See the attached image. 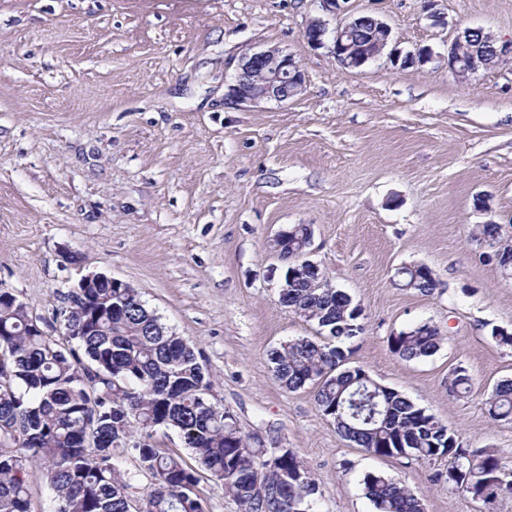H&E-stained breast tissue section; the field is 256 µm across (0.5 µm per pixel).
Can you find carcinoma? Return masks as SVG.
Returning <instances> with one entry per match:
<instances>
[{
	"mask_svg": "<svg viewBox=\"0 0 512 512\" xmlns=\"http://www.w3.org/2000/svg\"><path fill=\"white\" fill-rule=\"evenodd\" d=\"M309 224L288 226L283 251H300ZM474 241L501 242L499 225L479 224ZM494 263L512 274V247L495 250ZM398 284L423 294L437 281L423 266L402 267ZM281 303L316 325L327 342L288 341L269 354L274 378L287 390L307 384L315 402L332 418L342 439L379 457L444 458L438 477L463 495L489 503L512 493V470L491 448L470 451L454 431L392 389L363 381L349 368L350 341L362 333V308L337 288H314L309 273L295 272L280 289ZM63 329L59 342L33 327L45 319L0 290V512H32L29 468L54 493L55 512H205L199 471L221 482L241 512H313L317 487L295 452L285 450L269 467L262 449L243 450L248 437L215 397L194 348L169 330L134 288L68 289L53 309ZM443 341L424 324L389 339L403 360L429 357ZM462 367L448 376V393H468ZM489 416L512 420V379L500 381L486 399ZM161 424L191 452V465L148 437L139 448L125 442ZM134 456L150 478L136 496L134 478L122 459ZM376 512H424L401 482L383 474L365 479Z\"/></svg>",
	"mask_w": 512,
	"mask_h": 512,
	"instance_id": "obj_1",
	"label": "carcinoma"
}]
</instances>
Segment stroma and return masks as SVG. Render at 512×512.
<instances>
[{
	"label": "stroma",
	"instance_id": "stroma-1",
	"mask_svg": "<svg viewBox=\"0 0 512 512\" xmlns=\"http://www.w3.org/2000/svg\"><path fill=\"white\" fill-rule=\"evenodd\" d=\"M372 14L392 43L358 69L303 38ZM512 38V0H0V289L48 318L93 271L129 283L200 354L213 391L255 445L292 449L316 512H375L385 473L425 512H512L454 492L446 460L378 457L343 440L315 402L274 378L269 353L317 329L279 301L287 261L267 242L313 229L311 258L364 310L350 367L425 408L467 448L512 465V423L485 400L512 378V279L484 262L480 224L512 232V60L461 79V30ZM271 46L305 72L300 95L229 103L240 57ZM428 267L433 293L397 286ZM445 341L403 360L389 336L422 324ZM46 331L59 335L57 324ZM463 367L472 389L448 395Z\"/></svg>",
	"mask_w": 512,
	"mask_h": 512
}]
</instances>
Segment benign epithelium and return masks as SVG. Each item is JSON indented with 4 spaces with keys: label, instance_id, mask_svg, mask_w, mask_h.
<instances>
[{
    "label": "benign epithelium",
    "instance_id": "benign-epithelium-1",
    "mask_svg": "<svg viewBox=\"0 0 512 512\" xmlns=\"http://www.w3.org/2000/svg\"><path fill=\"white\" fill-rule=\"evenodd\" d=\"M364 21L371 22L373 30L377 32L372 56L375 57L382 53L390 43L391 29L385 22L366 15L347 17L334 29L331 48V54L346 68L356 69L365 63L355 44L356 33ZM471 32L470 28L460 32L448 52V68L462 77L472 75L481 68L493 66L489 55L479 47L472 45ZM327 34L326 23L315 19L307 25L303 37L310 46L321 48L325 46ZM304 84L305 75L294 57L277 47H270L242 56L237 67L235 84L229 87L228 97L231 103L241 107L255 106L268 100L282 102L301 93ZM312 245L313 240H308L300 258L313 273L316 286L329 288L331 283L319 265L308 259L312 253ZM101 282H110L114 285L120 283L124 288L130 287V284L126 282L123 283L112 276L97 272L83 276L74 284V287L88 288Z\"/></svg>",
    "mask_w": 512,
    "mask_h": 512
}]
</instances>
